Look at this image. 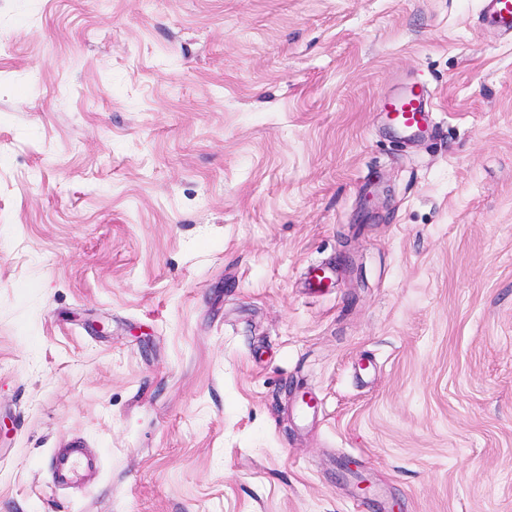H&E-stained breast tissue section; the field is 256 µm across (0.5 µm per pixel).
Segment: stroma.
Listing matches in <instances>:
<instances>
[{
  "label": "stroma",
  "instance_id": "obj_1",
  "mask_svg": "<svg viewBox=\"0 0 512 512\" xmlns=\"http://www.w3.org/2000/svg\"><path fill=\"white\" fill-rule=\"evenodd\" d=\"M481 5L0 0V512H512ZM392 112L395 123L407 131L418 129L427 117L421 96L413 93L400 98ZM54 473L61 481L81 483L84 477L85 464L79 456L55 458L52 462Z\"/></svg>",
  "mask_w": 512,
  "mask_h": 512
}]
</instances>
